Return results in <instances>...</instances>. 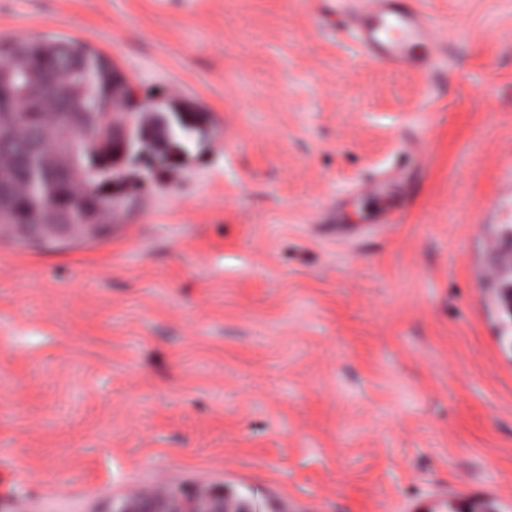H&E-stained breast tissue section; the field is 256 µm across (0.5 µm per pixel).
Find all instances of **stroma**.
<instances>
[{
	"label": "stroma",
	"mask_w": 512,
	"mask_h": 512,
	"mask_svg": "<svg viewBox=\"0 0 512 512\" xmlns=\"http://www.w3.org/2000/svg\"><path fill=\"white\" fill-rule=\"evenodd\" d=\"M421 7L425 73L340 0H0L198 126L97 237L0 235V512H512V0Z\"/></svg>",
	"instance_id": "obj_1"
}]
</instances>
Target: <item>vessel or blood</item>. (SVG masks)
I'll return each mask as SVG.
<instances>
[{"mask_svg":"<svg viewBox=\"0 0 512 512\" xmlns=\"http://www.w3.org/2000/svg\"><path fill=\"white\" fill-rule=\"evenodd\" d=\"M354 25L364 52L395 68L428 67L438 46L420 0H364Z\"/></svg>","mask_w":512,"mask_h":512,"instance_id":"1","label":"vessel or blood"}]
</instances>
